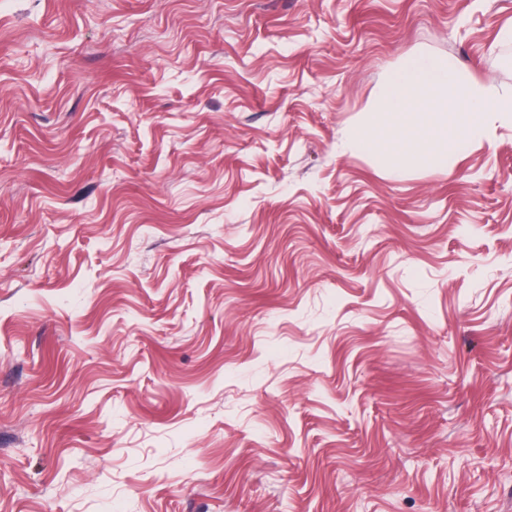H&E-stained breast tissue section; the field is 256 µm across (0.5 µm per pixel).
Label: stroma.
<instances>
[{
	"mask_svg": "<svg viewBox=\"0 0 512 512\" xmlns=\"http://www.w3.org/2000/svg\"><path fill=\"white\" fill-rule=\"evenodd\" d=\"M512 0H0V512H512V118L355 151Z\"/></svg>",
	"mask_w": 512,
	"mask_h": 512,
	"instance_id": "obj_1",
	"label": "stroma"
}]
</instances>
